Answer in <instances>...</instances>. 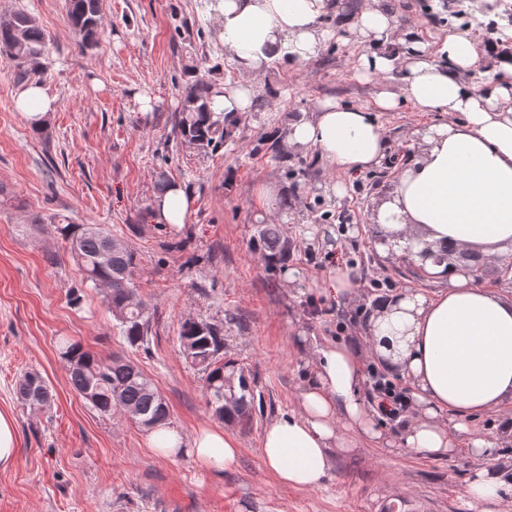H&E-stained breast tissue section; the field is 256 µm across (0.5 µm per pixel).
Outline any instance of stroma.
Wrapping results in <instances>:
<instances>
[{
	"label": "stroma",
	"mask_w": 512,
	"mask_h": 512,
	"mask_svg": "<svg viewBox=\"0 0 512 512\" xmlns=\"http://www.w3.org/2000/svg\"><path fill=\"white\" fill-rule=\"evenodd\" d=\"M214 2L101 0L102 26L86 43L66 0H0V15L25 10L49 37L27 76L0 56V412L13 418L17 436L14 460L0 466V512H468L465 487L479 462L462 448L441 458L333 448L314 490L280 484L263 461V428L297 410L311 350L355 343L381 297L433 288L407 261L370 248L376 211L405 159L419 156L418 132L432 115L410 104L380 113L387 151L378 167L356 176L332 171L313 150L284 145L288 121L310 116L324 100L369 107L381 89L353 69L366 47L348 27L363 0H340L339 11L321 19L333 34L326 48L293 69L271 63L251 112L223 147L204 153L182 145L176 116L188 69L219 85L238 78L215 35ZM387 4L428 45L449 31L424 0ZM28 81L56 99L41 134L15 108ZM141 91L153 99L150 111L135 99ZM273 143L280 158L267 151ZM162 178L193 199L177 231L152 217ZM338 182L344 194L334 192ZM267 187L280 192L287 216L280 228L293 243L287 269L301 272L298 286L250 243ZM55 224H99L136 251L137 293L151 318L146 347L127 346L105 289L85 281ZM339 259L360 274L348 301L324 291ZM76 288L78 310L68 303ZM189 316L223 326L225 356L263 396L250 425H229L240 458L222 473L185 456L161 457L145 429L92 410L58 356L63 336L103 359L129 356L165 397L172 427L189 437L216 422L202 374L180 350L179 327ZM301 330L308 336L302 348ZM30 370L53 394L36 412L15 395Z\"/></svg>",
	"instance_id": "stroma-1"
}]
</instances>
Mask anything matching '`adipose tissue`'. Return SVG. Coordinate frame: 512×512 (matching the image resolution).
Returning <instances> with one entry per match:
<instances>
[{
  "label": "adipose tissue",
  "instance_id": "1",
  "mask_svg": "<svg viewBox=\"0 0 512 512\" xmlns=\"http://www.w3.org/2000/svg\"><path fill=\"white\" fill-rule=\"evenodd\" d=\"M217 36L240 74L224 85L217 105L232 118L250 112L256 78L270 62L296 67L317 56L328 31L322 16L335 0H219ZM353 32L366 43L359 78L384 87L374 108L322 102L311 118L291 122L286 141L317 152L334 170L358 175L385 155L378 115L413 104L437 118L420 130L422 151L400 173L376 216L380 234L420 250L454 242L491 256L512 253V48L449 31L435 49L411 39L381 0H366ZM193 202L180 186L156 195V223L181 228ZM439 289H405L380 301L358 346L328 345L313 353L298 411L268 422L262 456L283 485L316 489L328 451L367 442L438 458L466 449L479 460L465 490L471 512L491 504L512 512L494 455L512 439V293L476 280L459 265L427 262ZM375 359L411 385L413 414L395 437L375 426L378 408L360 395L363 365ZM491 415L498 433L476 431ZM147 439L163 457L188 456L214 472L237 466L240 450L222 428L204 426L191 440L173 428Z\"/></svg>",
  "mask_w": 512,
  "mask_h": 512
}]
</instances>
